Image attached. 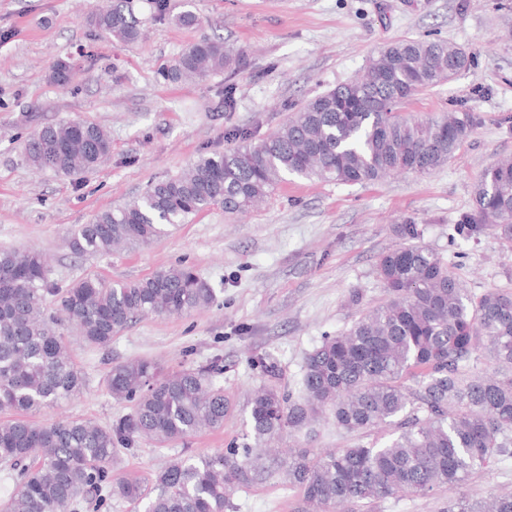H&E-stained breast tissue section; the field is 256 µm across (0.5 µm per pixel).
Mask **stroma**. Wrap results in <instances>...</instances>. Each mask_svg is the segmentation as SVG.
Returning a JSON list of instances; mask_svg holds the SVG:
<instances>
[{"label":"stroma","mask_w":512,"mask_h":512,"mask_svg":"<svg viewBox=\"0 0 512 512\" xmlns=\"http://www.w3.org/2000/svg\"><path fill=\"white\" fill-rule=\"evenodd\" d=\"M193 28L156 19L151 0H130L142 34L108 38L89 18L107 0H0V249H36L51 279L95 274L133 281L156 270L193 267L214 290L212 304L184 316L137 319L105 348L64 329L84 374L80 392L42 409L36 420H91L102 425L128 412L106 378L130 360L162 372L221 357L231 408L223 428L161 447L119 451L117 473L149 477L172 457L207 455L241 441L249 401L262 385L298 392L306 353L323 336L348 329L384 298L376 266L402 243L397 227L418 225L420 242L445 260L464 288L479 295L512 289V249L494 235L455 234L471 208L482 172L512 157V0H191ZM220 36L243 64L232 74L169 82L161 71L192 44ZM443 38L465 49L468 67L405 104L428 118L469 110L481 122L456 157L434 174L401 173L364 184L289 179L258 209L228 215L215 208L151 244L104 256H78L69 232L102 210L122 206L154 182L176 175L200 155L232 147V130L260 141L307 101L360 75L396 39ZM73 64L68 86L51 66ZM236 85L232 111L224 84ZM78 119L110 133L112 153L81 181L29 165L22 142L43 125ZM266 358L274 373L252 365ZM313 438L274 440L277 448H346L372 434L349 435L322 420ZM298 490L274 475L235 491L225 512H297Z\"/></svg>","instance_id":"obj_1"}]
</instances>
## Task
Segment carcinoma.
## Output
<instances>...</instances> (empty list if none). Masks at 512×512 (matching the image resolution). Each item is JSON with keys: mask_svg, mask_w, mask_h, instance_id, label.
<instances>
[{"mask_svg": "<svg viewBox=\"0 0 512 512\" xmlns=\"http://www.w3.org/2000/svg\"><path fill=\"white\" fill-rule=\"evenodd\" d=\"M155 17L192 27L198 17L182 0H154ZM100 33L122 42L141 35L125 0L90 17ZM238 63L221 40L197 43L162 71L172 82L203 79ZM469 63L445 39L395 41L371 57L365 74L301 106L257 144L203 155L182 172L151 184L127 204L97 213L71 232L69 247L105 255L121 245L149 244L212 209L242 212L288 178L344 184L393 173L430 175L453 159L478 118L458 111L419 119L399 111L420 93L452 80ZM72 67L57 62L51 79L69 84ZM28 163L69 178L95 170L112 153L102 126L62 120L24 142ZM455 231L466 239L493 234L512 248V157L488 167L472 207ZM404 243L377 265L385 297L349 329L307 353L297 396L272 388L249 402L242 442L196 458L174 457L149 481L112 478L117 449L134 452L145 439L159 446L224 426L230 404L215 383V356L205 366L162 376L149 360L116 364L107 389L130 411L111 424L32 416L76 395L83 374L59 326L86 344L106 347L136 318L187 314L209 306L213 289L190 266L161 269L135 281L108 283L89 275L68 285L49 278L35 250H0V464L15 471V489L0 512H76L90 500L117 496L144 512H224L231 494L272 475L263 442L308 430L327 414L346 433L388 427L381 444L357 443L314 453L295 448L275 460L288 485L319 512H346L395 495L454 491L444 512H512V492L490 501L465 491L475 475L512 457V291L467 292L449 263L399 226Z\"/></svg>", "mask_w": 512, "mask_h": 512, "instance_id": "obj_1", "label": "carcinoma"}]
</instances>
